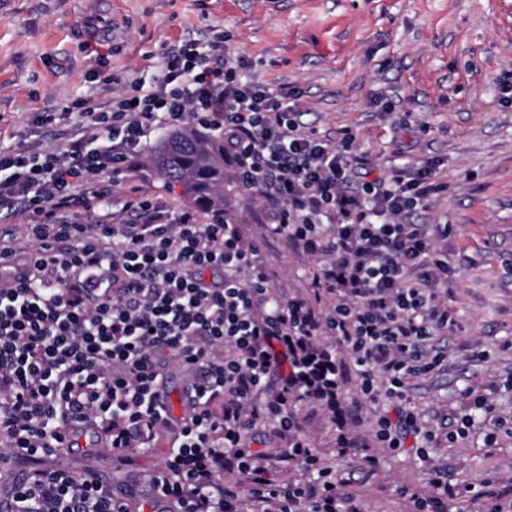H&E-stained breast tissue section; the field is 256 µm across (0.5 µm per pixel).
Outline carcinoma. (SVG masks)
Wrapping results in <instances>:
<instances>
[{
	"label": "carcinoma",
	"instance_id": "cac0c4a2",
	"mask_svg": "<svg viewBox=\"0 0 512 512\" xmlns=\"http://www.w3.org/2000/svg\"><path fill=\"white\" fill-rule=\"evenodd\" d=\"M150 161L164 184L182 186L184 197L195 210H222L231 216L224 185L239 189L241 180L239 174L224 171V135L198 126L166 133Z\"/></svg>",
	"mask_w": 512,
	"mask_h": 512
}]
</instances>
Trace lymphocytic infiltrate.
I'll return each mask as SVG.
<instances>
[{
  "instance_id": "1",
  "label": "lymphocytic infiltrate",
  "mask_w": 512,
  "mask_h": 512,
  "mask_svg": "<svg viewBox=\"0 0 512 512\" xmlns=\"http://www.w3.org/2000/svg\"><path fill=\"white\" fill-rule=\"evenodd\" d=\"M197 122L224 133V152L270 222L265 236L324 262L313 274L327 309L273 297L261 247L223 212L200 219L130 192L111 212L104 174L129 172L158 127ZM61 150L0 152V210L22 204L23 237L0 227V446L30 470L16 512H130L94 474L44 468L91 426L122 457L175 441L149 489L175 512H362L348 483L323 466L291 406L339 403L356 381L361 402L344 412L339 454L366 472L419 432L408 381L439 370V337L456 325L443 299L448 263L427 225L409 220L432 194L434 170L371 177L365 159L299 121L292 93L247 77L220 38L171 48L152 82L133 81L64 124L36 117ZM328 336L337 350L319 348ZM190 381V411L171 424L159 402L166 362ZM393 404L370 439L353 435L363 403ZM264 428L287 446L260 452ZM292 461L307 473L279 482Z\"/></svg>"
}]
</instances>
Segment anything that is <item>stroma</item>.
Masks as SVG:
<instances>
[{
    "mask_svg": "<svg viewBox=\"0 0 512 512\" xmlns=\"http://www.w3.org/2000/svg\"><path fill=\"white\" fill-rule=\"evenodd\" d=\"M201 32L223 35L247 76L293 92L302 122L348 144L376 173L434 166L438 189L414 220L449 227L435 244L448 258L458 328L447 369L414 379L408 398L433 430L469 412L470 390L491 412H469L466 437L424 459L407 439L367 474L354 457L338 456L330 410L315 401L291 410L324 462L351 480L364 512H413L400 487L432 496L428 469L438 464L464 490L443 512H478L466 488L512 479V0H0V147L60 149L36 127L37 113L97 104L151 79L164 52ZM101 71L113 83L102 85ZM131 186L188 206L148 156L113 183V200ZM262 254L277 297L315 298L316 258L274 240ZM171 442L162 432L152 451L129 461L99 445L80 456L62 448L46 465L142 487L164 467Z\"/></svg>",
    "mask_w": 512,
    "mask_h": 512,
    "instance_id": "stroma-1",
    "label": "stroma"
}]
</instances>
